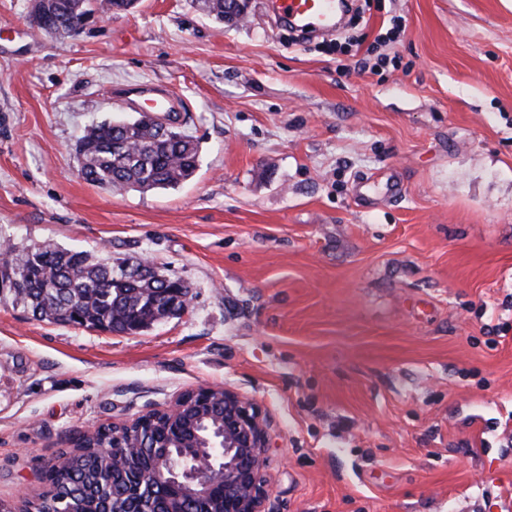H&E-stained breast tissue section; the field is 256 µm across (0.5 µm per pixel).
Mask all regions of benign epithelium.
Here are the masks:
<instances>
[{"instance_id":"benign-epithelium-1","label":"benign epithelium","mask_w":512,"mask_h":512,"mask_svg":"<svg viewBox=\"0 0 512 512\" xmlns=\"http://www.w3.org/2000/svg\"><path fill=\"white\" fill-rule=\"evenodd\" d=\"M42 0H29L30 15L41 30L66 36L80 33L103 17L88 12L64 27L60 12L45 10ZM170 313L188 299L183 283L166 281L156 289ZM165 425L174 431L172 447L178 458L167 462L159 480L170 494L157 512H184L186 499H201L218 482L224 483V512H265L269 492L263 468L270 446L269 428L261 406L237 392L222 388L201 387L182 394L170 406L151 409L119 428L136 427L151 431Z\"/></svg>"}]
</instances>
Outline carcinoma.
I'll use <instances>...</instances> for the list:
<instances>
[{"label":"carcinoma","instance_id":"1","mask_svg":"<svg viewBox=\"0 0 512 512\" xmlns=\"http://www.w3.org/2000/svg\"><path fill=\"white\" fill-rule=\"evenodd\" d=\"M74 17L100 8L112 11L116 0H69ZM121 131L110 121L88 127L75 145L77 172L86 182L109 191L127 189L148 192L174 188L198 169V145L192 140L173 144L158 138L154 126L144 125L127 163L112 156V139ZM127 263L116 266L86 251L50 243L18 246L9 243L0 251V271L11 272L24 289L21 305L33 318L71 324L81 314L87 326L122 331L146 314L152 305L153 284L131 283L124 274ZM112 427L105 433L83 438L81 445L63 452L65 462L49 468L48 488L40 500L57 512H92L117 507L122 512L148 506L143 496L160 492L155 479L160 459L157 449L147 448L123 475L112 474ZM224 507L219 488L206 501L192 505L195 512Z\"/></svg>","mask_w":512,"mask_h":512}]
</instances>
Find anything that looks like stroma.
<instances>
[{
	"mask_svg": "<svg viewBox=\"0 0 512 512\" xmlns=\"http://www.w3.org/2000/svg\"><path fill=\"white\" fill-rule=\"evenodd\" d=\"M28 3L0 0V235L190 294L132 333L0 301V501L75 434L227 387L267 417L269 512H512V0H360L308 42L263 0H136L64 40ZM145 83L187 100L196 173L87 183L78 138Z\"/></svg>",
	"mask_w": 512,
	"mask_h": 512,
	"instance_id": "obj_1",
	"label": "stroma"
}]
</instances>
